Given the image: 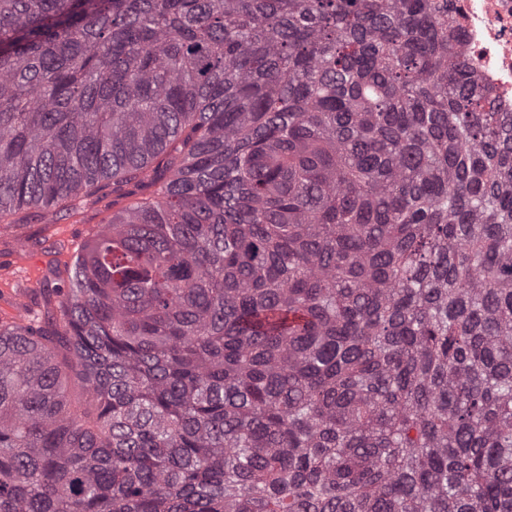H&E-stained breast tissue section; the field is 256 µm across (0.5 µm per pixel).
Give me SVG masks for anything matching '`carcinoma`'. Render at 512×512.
<instances>
[{"mask_svg": "<svg viewBox=\"0 0 512 512\" xmlns=\"http://www.w3.org/2000/svg\"><path fill=\"white\" fill-rule=\"evenodd\" d=\"M110 192L0 320V512H512V112L448 0H0V224Z\"/></svg>", "mask_w": 512, "mask_h": 512, "instance_id": "obj_1", "label": "carcinoma"}]
</instances>
